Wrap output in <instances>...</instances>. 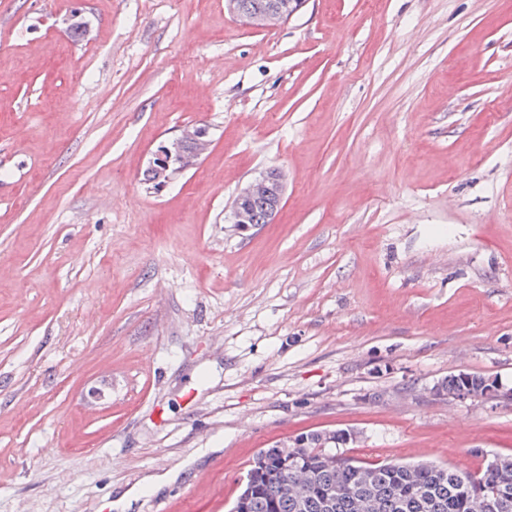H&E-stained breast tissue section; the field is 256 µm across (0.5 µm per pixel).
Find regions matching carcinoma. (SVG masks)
<instances>
[{"label": "carcinoma", "mask_w": 512, "mask_h": 512, "mask_svg": "<svg viewBox=\"0 0 512 512\" xmlns=\"http://www.w3.org/2000/svg\"><path fill=\"white\" fill-rule=\"evenodd\" d=\"M237 16L265 17L270 0H236ZM489 379L448 376L435 394L462 388L487 395ZM353 441L346 431L312 432L258 452L230 512H512V454H496L476 471L437 464H371L331 449Z\"/></svg>", "instance_id": "cac0c4a2"}]
</instances>
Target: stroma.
<instances>
[{
    "mask_svg": "<svg viewBox=\"0 0 512 512\" xmlns=\"http://www.w3.org/2000/svg\"><path fill=\"white\" fill-rule=\"evenodd\" d=\"M459 372L498 396L433 394ZM339 429L369 463L512 454V0H0V512H213ZM270 1L271 0H236L238 7L237 16L245 20L252 19V21L257 17H266L268 21H278V18L269 13V11H273L276 12L281 19L288 20L305 2L304 0H296V4H294L292 0L286 2L276 0L269 5ZM268 5L269 11L267 9ZM207 132L205 129L196 128L194 132L185 133L180 138L172 141L171 145H163L154 154L150 162V168L155 173V188L159 189L165 187L171 178L189 168L196 165L200 156L207 150L209 141L206 139ZM185 142H192L196 145V152L194 144H188L186 152L183 151ZM149 167L144 171V180L152 182L154 174ZM284 191V176L280 171L272 169L262 174L241 189L234 198L231 205V223L235 224L237 229L246 230L250 225L268 224L269 217H275L283 207ZM255 197L266 199L269 213L262 199H254L250 202L249 208L253 213L255 224H250L246 207L248 201Z\"/></svg>",
    "mask_w": 512,
    "mask_h": 512,
    "instance_id": "obj_1",
    "label": "stroma"
}]
</instances>
